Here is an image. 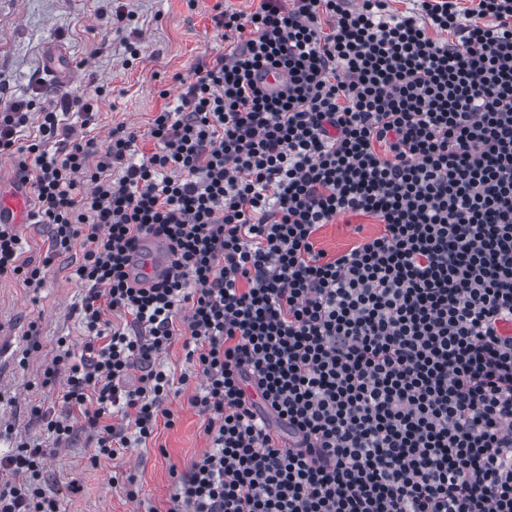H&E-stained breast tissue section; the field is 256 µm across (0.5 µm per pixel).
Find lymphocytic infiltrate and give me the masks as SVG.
<instances>
[{"label":"lymphocytic infiltrate","instance_id":"f902f5d3","mask_svg":"<svg viewBox=\"0 0 512 512\" xmlns=\"http://www.w3.org/2000/svg\"><path fill=\"white\" fill-rule=\"evenodd\" d=\"M411 2L216 5L230 48L174 74L149 155L123 124L98 142L67 94L0 108L30 223L52 254L83 247L85 342L44 376L94 458L173 425L174 384L202 379L209 447L171 471L166 512H512V0ZM271 68L284 91L260 85ZM345 214L382 230L328 254L316 235ZM149 239L170 259L150 285ZM2 275L44 283L10 224ZM178 340L176 376L157 359ZM45 458H0V512H56Z\"/></svg>","mask_w":512,"mask_h":512}]
</instances>
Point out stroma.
<instances>
[{
	"mask_svg": "<svg viewBox=\"0 0 512 512\" xmlns=\"http://www.w3.org/2000/svg\"><path fill=\"white\" fill-rule=\"evenodd\" d=\"M219 1L245 13L256 7L255 0H0V98L75 92L93 105L99 138L121 123L147 130L166 97L182 91L174 74H188L223 51L211 20ZM131 44L140 50L133 63ZM102 85L108 94L96 96ZM379 231L373 218L342 215L319 231L317 243L333 255ZM81 256L77 245L55 256L36 290L0 277V337L8 341L0 350V454L22 441L46 449L42 483L56 512H165L173 492L170 470H187L208 445L203 419L188 403L200 378L170 397L175 425L158 426L152 438L133 444L118 460L92 461L94 442L83 420H74L70 436L58 443L30 410L38 404L68 417L61 382L45 383L43 371L59 338L76 349L84 341V290L71 277ZM118 470L134 477L138 500L113 483Z\"/></svg>",
	"mask_w": 512,
	"mask_h": 512,
	"instance_id": "1",
	"label": "stroma"
}]
</instances>
